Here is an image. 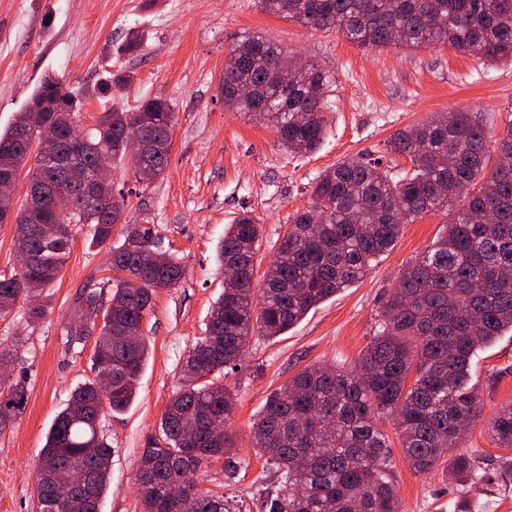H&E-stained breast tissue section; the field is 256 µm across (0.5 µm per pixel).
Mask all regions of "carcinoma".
<instances>
[{"label": "carcinoma", "instance_id": "1", "mask_svg": "<svg viewBox=\"0 0 512 512\" xmlns=\"http://www.w3.org/2000/svg\"><path fill=\"white\" fill-rule=\"evenodd\" d=\"M260 8L306 27L335 31L362 47L406 50L445 46L481 64L512 65V0H258ZM234 67L224 70L219 92L228 109L272 126L288 152H316L327 135V93L332 76L312 61L281 70L280 45L249 34L236 46ZM57 97L58 112L43 117L63 140L31 154L30 108ZM85 94L44 78L11 127L0 133V179L16 177L28 161L29 182L45 188L62 176L54 152L80 139ZM175 112L162 97L132 110L106 108L85 138L122 160L123 137L147 139L140 184L160 179L172 150ZM388 152L407 158L411 173L394 180L379 160L348 157L318 177L319 206L298 212L276 241L275 259L255 292L261 226L249 211L224 230L220 263L236 279L212 306L205 336L190 351L182 384L161 419L163 442L139 459L137 485L143 512H230L224 497L182 476L215 456L233 465L232 440L209 429L227 425L236 401L212 379L238 365L255 336L275 338L311 309L362 279L373 261L394 246L402 225L436 212H454L444 233L399 275L382 313L380 330L351 369L306 367L271 395L252 425L255 455L280 475L268 512H401L391 470V448L376 418L392 419L404 457L418 473L443 467L451 479L482 480L475 460L455 453L465 430L482 420L483 401L470 384L476 347L512 330V123L488 144L478 113L456 110L395 132ZM68 216L56 217L50 198L17 225L16 248L29 260L23 277L0 278V316L18 300L35 301L68 261L74 224H93L105 243L126 211L113 184L89 195L70 192ZM465 201L463 207L458 202ZM155 245L149 228L125 223L123 245L112 249V291L104 303L96 290L79 293L82 324L70 340L96 335L93 365L112 364V393L94 380L74 389L40 450L36 494L40 512H100L112 448L99 435L104 410H126L137 394L148 345L142 322L153 295L177 286L186 268L164 253L163 264L144 266L140 252ZM104 310L101 327L95 321ZM24 381H0V426L24 409ZM496 447L512 450V405L484 422ZM70 470L77 480L70 500L56 502L53 476Z\"/></svg>", "mask_w": 512, "mask_h": 512}]
</instances>
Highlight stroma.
<instances>
[{
  "label": "stroma",
  "instance_id": "stroma-1",
  "mask_svg": "<svg viewBox=\"0 0 512 512\" xmlns=\"http://www.w3.org/2000/svg\"><path fill=\"white\" fill-rule=\"evenodd\" d=\"M132 30L143 33V47L120 52ZM251 33L315 60L335 77L328 134L315 153L285 151L272 126L225 107L218 90L224 61ZM117 72L127 73L130 82L113 88L109 104L132 109L162 96L175 111L173 147L161 180L136 183L129 162L117 164L113 185L128 202L125 223L150 227L159 250L177 256L187 269L178 286L154 295L143 321L150 355L134 403L120 413L105 411L100 422V435L112 447L101 512H142L135 493L139 458L150 443L161 441V416L180 387L182 365L224 290L219 247L226 225L252 212L262 227L257 257L266 264L294 214L315 206V178L338 161L379 157L392 176L402 177L410 163L388 153L391 135L451 109L482 113L492 138H499L512 123V66L482 67L445 47L363 48L340 33L264 12L257 0H0V133L45 76L75 88ZM108 103L89 97L83 127H93ZM449 220L430 213L403 225L393 249L364 278L312 309L288 333L250 341L224 379L237 400L227 426L237 472L227 478L223 460H211L196 474L204 488L224 495L239 512H265L262 503L277 489V475L255 456L250 431L267 398L306 366L352 367L375 336L400 271ZM125 223L116 224L101 245L94 243L91 225L73 226L70 258L44 290L45 316L30 321L20 301L0 317V347L13 353L0 365L28 387L25 409L0 426V512H38L39 450L73 390L94 375V337L67 341L76 298L86 286L109 297V258L124 241ZM471 382L485 413L512 403L511 331L476 352ZM381 428L391 441V470L404 512H512V481L497 476L461 484L439 470L417 473L391 422Z\"/></svg>",
  "mask_w": 512,
  "mask_h": 512
}]
</instances>
